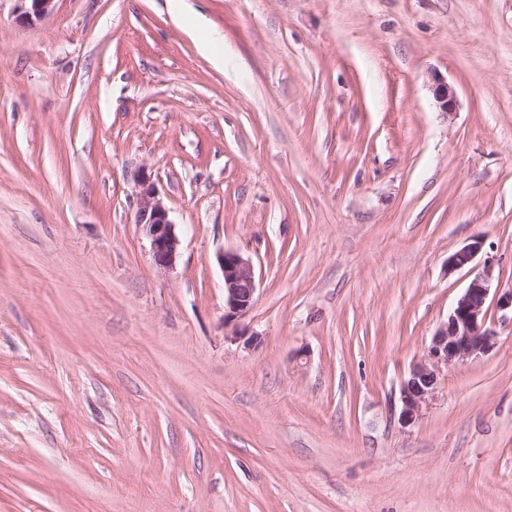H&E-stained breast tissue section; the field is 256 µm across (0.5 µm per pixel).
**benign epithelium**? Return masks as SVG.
Returning a JSON list of instances; mask_svg holds the SVG:
<instances>
[{
	"label": "benign epithelium",
	"mask_w": 512,
	"mask_h": 512,
	"mask_svg": "<svg viewBox=\"0 0 512 512\" xmlns=\"http://www.w3.org/2000/svg\"><path fill=\"white\" fill-rule=\"evenodd\" d=\"M20 20L30 23L52 11L54 0H20ZM439 108L456 111L454 91L445 83L435 90ZM135 222L149 241L154 265L167 270L176 263L180 240L170 210L159 196L151 177L143 172L136 176ZM484 240L476 237L471 243L448 257V273L471 266L482 252ZM217 261L224 280V327L236 324L252 309L257 282L252 261L237 250H225ZM492 266L483 264L464 288L463 293L448 314L447 321L435 331L426 354L415 362L407 379L401 385L400 420L415 422L423 405L432 398L448 365L465 362L488 354L496 345L495 333L486 327L487 299L490 294Z\"/></svg>",
	"instance_id": "benign-epithelium-1"
}]
</instances>
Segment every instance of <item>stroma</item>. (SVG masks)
<instances>
[{"mask_svg":"<svg viewBox=\"0 0 512 512\" xmlns=\"http://www.w3.org/2000/svg\"><path fill=\"white\" fill-rule=\"evenodd\" d=\"M20 7L0 0V512H512V0ZM476 236L497 345L403 424ZM226 249L258 280L249 345ZM22 3L20 20L30 23L40 20L52 11L55 0H19ZM136 184L135 222L149 241L154 265L160 270L170 269L176 263L180 246L170 210L147 173L137 175ZM484 240L475 237L471 243L457 250L448 257V272H455L471 266L482 252ZM217 261L224 280V328L252 309L257 282L252 261L237 250H224Z\"/></svg>","mask_w":512,"mask_h":512,"instance_id":"1","label":"stroma"}]
</instances>
